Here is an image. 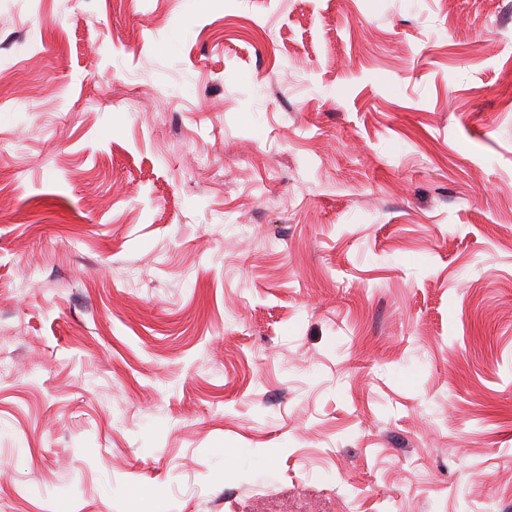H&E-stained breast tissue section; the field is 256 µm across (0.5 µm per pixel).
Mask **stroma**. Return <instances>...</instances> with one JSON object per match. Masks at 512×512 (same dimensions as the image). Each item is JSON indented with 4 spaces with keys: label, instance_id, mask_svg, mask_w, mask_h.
<instances>
[{
    "label": "stroma",
    "instance_id": "1",
    "mask_svg": "<svg viewBox=\"0 0 512 512\" xmlns=\"http://www.w3.org/2000/svg\"><path fill=\"white\" fill-rule=\"evenodd\" d=\"M504 0H0V512H512Z\"/></svg>",
    "mask_w": 512,
    "mask_h": 512
}]
</instances>
